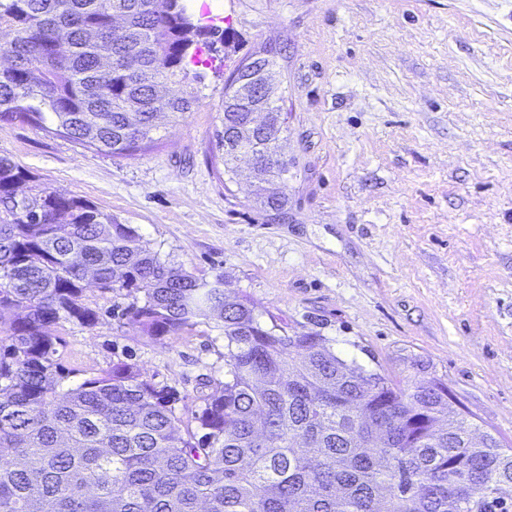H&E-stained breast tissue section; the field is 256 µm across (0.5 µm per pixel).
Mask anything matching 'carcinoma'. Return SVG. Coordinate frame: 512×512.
I'll return each instance as SVG.
<instances>
[{
	"instance_id": "1",
	"label": "carcinoma",
	"mask_w": 512,
	"mask_h": 512,
	"mask_svg": "<svg viewBox=\"0 0 512 512\" xmlns=\"http://www.w3.org/2000/svg\"><path fill=\"white\" fill-rule=\"evenodd\" d=\"M0 0V121L98 152L152 149L192 110V90L153 107L156 85H183L232 31L184 0ZM267 110L263 127L250 112ZM286 118L275 100L223 103L214 158L224 173L250 151L256 200L287 210ZM27 170L0 157V512H512V448L470 443L439 380L405 388L336 355L320 332L263 323L224 276L161 258L137 230L87 200L45 188L15 196ZM99 289L133 297L121 317L160 338L215 321L225 380L185 424L168 391L120 362L66 390L55 338L65 315L92 326L72 260Z\"/></svg>"
}]
</instances>
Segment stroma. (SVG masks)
<instances>
[{"label":"stroma","mask_w":512,"mask_h":512,"mask_svg":"<svg viewBox=\"0 0 512 512\" xmlns=\"http://www.w3.org/2000/svg\"><path fill=\"white\" fill-rule=\"evenodd\" d=\"M236 39L192 81L198 101L134 156L0 122V156L34 186L136 228L163 259L220 274L262 322L317 328L393 382L442 380L477 433L512 445V0H215ZM273 39L288 213L270 220L252 161L213 164L224 64ZM99 319L60 318L63 387L125 361L190 417L224 380V333L151 338L128 297L89 287Z\"/></svg>","instance_id":"obj_1"}]
</instances>
